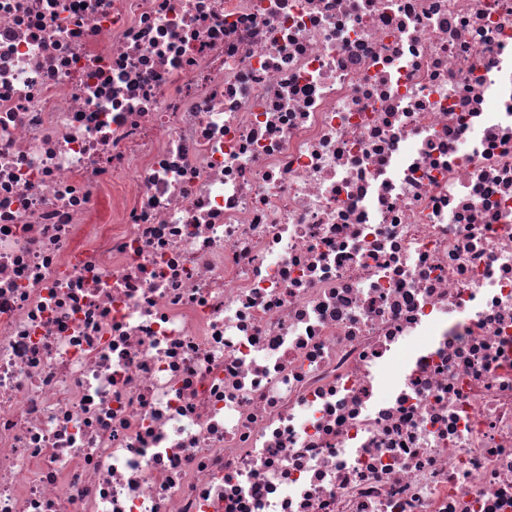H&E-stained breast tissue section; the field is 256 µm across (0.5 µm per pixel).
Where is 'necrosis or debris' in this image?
I'll list each match as a JSON object with an SVG mask.
<instances>
[{
    "instance_id": "4bbe7bcc",
    "label": "necrosis or debris",
    "mask_w": 512,
    "mask_h": 512,
    "mask_svg": "<svg viewBox=\"0 0 512 512\" xmlns=\"http://www.w3.org/2000/svg\"><path fill=\"white\" fill-rule=\"evenodd\" d=\"M0 512H512V0H0Z\"/></svg>"
}]
</instances>
